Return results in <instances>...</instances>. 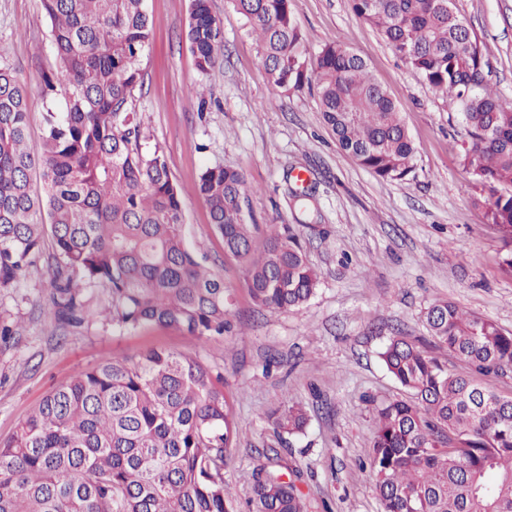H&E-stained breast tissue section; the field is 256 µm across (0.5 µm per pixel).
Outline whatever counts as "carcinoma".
<instances>
[{
  "mask_svg": "<svg viewBox=\"0 0 512 512\" xmlns=\"http://www.w3.org/2000/svg\"><path fill=\"white\" fill-rule=\"evenodd\" d=\"M256 38L274 86L315 82L337 145L390 180L415 169V148L394 101L365 59L342 44L312 53L291 0H231ZM57 74L44 80L43 146H26L29 99L0 65V288L42 251L55 248L48 287L55 313L74 320L84 286L102 283L130 327L157 325L198 340L231 328L233 300L219 272L200 263L183 236L184 211L167 159L145 148L134 94L153 23L144 0H41ZM458 114L462 162L481 187L474 204L502 245L512 277V97L485 73V59L454 0H350ZM186 40L198 73L213 71L224 46L210 0H189ZM40 170L42 189L31 185ZM199 193L224 254L242 263L253 303L270 312L307 304L319 275L288 227L247 223L243 172L215 166ZM427 345L395 336L380 357L411 400L375 406L368 462L381 512H512V397L463 373L512 368V333L439 300L426 312ZM281 436L304 433L306 411L284 401L266 413ZM239 421L224 379L199 359L162 349L114 359L54 389L17 432L0 441V512H235L224 462ZM248 512H304L292 481L260 464Z\"/></svg>",
  "mask_w": 512,
  "mask_h": 512,
  "instance_id": "obj_1",
  "label": "carcinoma"
}]
</instances>
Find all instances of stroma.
<instances>
[{"instance_id":"35a3bbf8","label":"stroma","mask_w":512,"mask_h":512,"mask_svg":"<svg viewBox=\"0 0 512 512\" xmlns=\"http://www.w3.org/2000/svg\"><path fill=\"white\" fill-rule=\"evenodd\" d=\"M189 0H145L153 21L135 105L149 144L168 161L196 258L219 271L234 299L232 328L201 342L187 333L124 327L101 318L107 286H87V317L58 320L47 282L53 248L14 287L0 288V323L17 326L0 343V440L10 437L42 397L78 371L151 348L197 357L222 373L239 419L238 444L224 482L245 512L257 465L277 450L307 512H380L367 464L374 402L406 393L380 352L390 338L431 336L423 313L448 300L512 331V278L499 270L501 243L486 224L472 176L461 162L455 113L414 77L378 31L355 17L349 0H292L312 49L342 44L363 56L398 107L416 150L405 180L379 178L337 145L313 84L285 91L270 83L255 39L230 0H211L224 29V53L202 77L185 39ZM485 53L492 84L512 97V0H455ZM50 24L41 0H0V64L29 92L28 146L41 150L43 78L55 72ZM206 83L205 99L192 89ZM222 165L248 182L247 221L287 225L320 273L315 296L288 312L258 311L241 264L224 255L198 194L200 174ZM312 195L310 213L292 190ZM293 399L308 415L304 434L277 439L265 421L272 405Z\"/></svg>"}]
</instances>
